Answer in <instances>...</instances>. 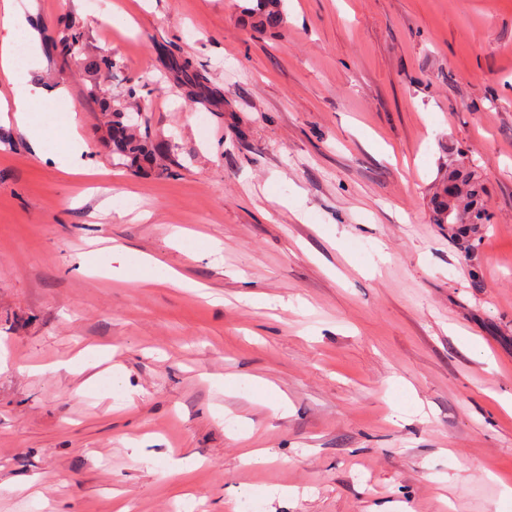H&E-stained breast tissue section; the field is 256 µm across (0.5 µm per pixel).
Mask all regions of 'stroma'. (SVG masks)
Masks as SVG:
<instances>
[{"instance_id": "obj_1", "label": "stroma", "mask_w": 512, "mask_h": 512, "mask_svg": "<svg viewBox=\"0 0 512 512\" xmlns=\"http://www.w3.org/2000/svg\"><path fill=\"white\" fill-rule=\"evenodd\" d=\"M15 3L31 85L70 93L32 114L47 150L72 108L111 176L0 123V512H512V0H284L267 32L240 0ZM67 22L172 142L167 176L104 145ZM452 159L484 175L478 230L433 221ZM95 238L223 306L86 274Z\"/></svg>"}]
</instances>
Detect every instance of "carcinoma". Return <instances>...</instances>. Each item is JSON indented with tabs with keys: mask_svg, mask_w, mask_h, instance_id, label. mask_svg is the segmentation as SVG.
Segmentation results:
<instances>
[{
	"mask_svg": "<svg viewBox=\"0 0 512 512\" xmlns=\"http://www.w3.org/2000/svg\"><path fill=\"white\" fill-rule=\"evenodd\" d=\"M283 0H244L241 13L259 29H281L286 23L282 9ZM55 51L83 68L90 78V94L96 98L100 112L106 119L105 143L118 156L121 164L134 169L148 166L157 173L167 170V157L159 146L147 135L140 133L142 123H129L126 107L115 105L102 95V89L112 77V56L85 51L82 37L72 28L53 43ZM448 177L460 181L466 187L465 211L459 221L465 223L471 217L488 224L491 221L486 200V188L476 166H457L448 169ZM433 220L436 224L448 223V200L437 190L432 196Z\"/></svg>",
	"mask_w": 512,
	"mask_h": 512,
	"instance_id": "carcinoma-1",
	"label": "carcinoma"
}]
</instances>
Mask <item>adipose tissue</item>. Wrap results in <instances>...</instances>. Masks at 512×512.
Wrapping results in <instances>:
<instances>
[{
  "instance_id": "adipose-tissue-1",
  "label": "adipose tissue",
  "mask_w": 512,
  "mask_h": 512,
  "mask_svg": "<svg viewBox=\"0 0 512 512\" xmlns=\"http://www.w3.org/2000/svg\"><path fill=\"white\" fill-rule=\"evenodd\" d=\"M0 26L8 34L0 38V81L6 89L0 92V122L14 124L28 136L36 153H43L45 129L33 122L31 110L34 103H50L65 99L64 85H28V72L43 61L37 32L30 28L23 12L18 10L14 0H0ZM26 42L28 58L18 62L19 42ZM64 146L52 160L58 169L74 174L86 171L84 156L87 144L79 131L76 115H69L64 124Z\"/></svg>"
}]
</instances>
